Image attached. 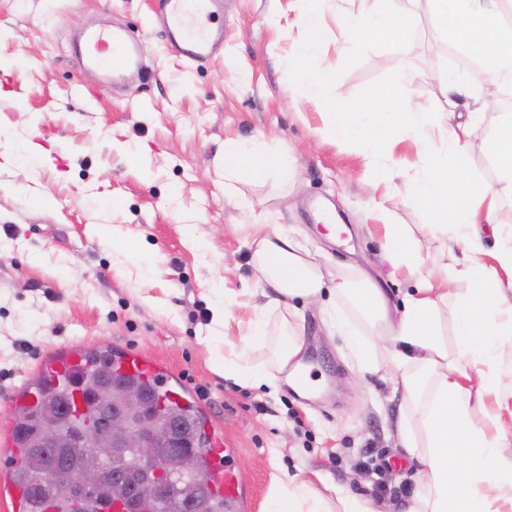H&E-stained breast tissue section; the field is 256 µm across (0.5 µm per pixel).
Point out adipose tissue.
Here are the masks:
<instances>
[{
  "label": "adipose tissue",
  "instance_id": "1",
  "mask_svg": "<svg viewBox=\"0 0 512 512\" xmlns=\"http://www.w3.org/2000/svg\"><path fill=\"white\" fill-rule=\"evenodd\" d=\"M356 14L336 15L333 22L345 39L387 38L410 54L409 20L395 0H363ZM500 0H433L435 24L448 29L458 47L481 56L488 87L482 107L495 91L512 87V27L503 26ZM325 0H309L302 17V36L293 61L306 93L321 96L331 82L319 62L327 24ZM412 78L399 74L389 85L373 89L357 104L332 103L322 131L341 143L367 145L374 171L392 180L394 142H414L422 155L419 171L408 175L405 198L426 208L429 228L446 239L455 257L451 265L427 263L405 224L384 227L393 271L408 273L413 288L396 314H389L377 285L364 286L331 272L294 235L259 224L251 243L250 262L259 283L272 288L269 306L280 321L279 337L269 362L253 363L247 348L264 341L269 323L257 313L245 346L224 359L228 377L280 390L297 378L291 366L303 341L299 307L318 304L330 328L345 336L359 369L375 370L373 351L359 330L336 317V299L350 298L361 315L378 327L399 385L407 400L422 402L419 424L403 423L401 435L412 458L426 464L421 489L407 512H501L512 505V452L503 435L512 420V391L500 387L501 361L512 351V228L497 221L502 203L512 202V114L504 117L486 140L496 159L494 186L478 184L466 168L471 124L461 113L448 112L446 125L435 124L431 112L411 96ZM451 127L446 151L433 149L435 136ZM277 173L290 178L291 167L273 155L263 139L234 141L224 148V190L249 177ZM466 286L456 296L455 284ZM451 310L453 344L443 339L444 310ZM265 512H374L366 501L342 487L324 496L312 480L273 472Z\"/></svg>",
  "mask_w": 512,
  "mask_h": 512
}]
</instances>
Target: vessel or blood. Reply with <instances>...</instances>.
<instances>
[{"label":"vessel or blood","mask_w":512,"mask_h":512,"mask_svg":"<svg viewBox=\"0 0 512 512\" xmlns=\"http://www.w3.org/2000/svg\"><path fill=\"white\" fill-rule=\"evenodd\" d=\"M162 21L169 34V42L183 59L201 62L215 56L224 42V29L214 23L215 0H160ZM86 58L90 69L103 74L109 81L120 80L124 73L138 65L141 48L120 29L100 28L86 32ZM91 366L89 350L70 344L46 353L36 371L11 395L12 404L33 406L39 396L40 382L53 386L72 387L77 374ZM117 370L127 376L145 381L163 373L164 367L156 359L128 349L118 358ZM208 483L213 491L235 501L240 496V479L227 468L210 470Z\"/></svg>","instance_id":"1"}]
</instances>
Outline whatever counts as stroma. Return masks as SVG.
Returning <instances> with one entry per match:
<instances>
[{"label":"stroma","instance_id":"35a3bbf8","mask_svg":"<svg viewBox=\"0 0 512 512\" xmlns=\"http://www.w3.org/2000/svg\"><path fill=\"white\" fill-rule=\"evenodd\" d=\"M224 47L204 63L176 56L156 21L159 0H0V120L17 144L48 161H12L0 147V428L10 395L52 347L75 341L127 346L165 361L209 400L207 429L224 435L222 460L243 481L240 512H263L273 469L321 475L372 506L404 512L425 464L409 460L397 430L411 404L394 395L397 372L383 348L378 371L359 372L319 310L303 308L299 355L321 396L273 392L225 377L209 338L240 343L253 316L252 227L294 233L313 256L383 288L400 305L413 283L393 274L383 222L409 225L427 260L448 261L445 241L401 179L379 180L361 147L323 140L325 101L357 103L413 77V97L444 108L438 78L454 73L475 95L486 74L429 16L431 0H398L416 49L402 56L384 39L337 45L325 34L319 59L333 73L322 98L298 85L288 56L306 0H223ZM112 23L142 40L149 73L120 91L88 79L73 42L85 27ZM512 104L486 111L471 130L468 168L492 186L497 163L484 144ZM263 136L294 176L271 174L224 192V145ZM334 205L350 230L330 241L312 215ZM205 241L196 250L189 228ZM234 302L213 314L215 288Z\"/></svg>","mask_w":512,"mask_h":512}]
</instances>
